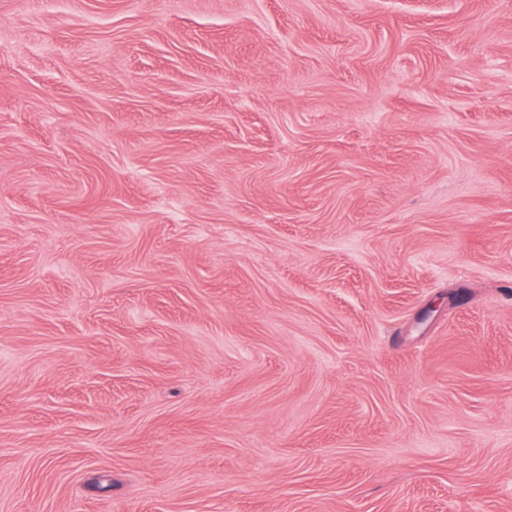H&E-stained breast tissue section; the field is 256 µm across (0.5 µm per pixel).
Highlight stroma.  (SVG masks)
Returning a JSON list of instances; mask_svg holds the SVG:
<instances>
[{"label":"stroma","mask_w":512,"mask_h":512,"mask_svg":"<svg viewBox=\"0 0 512 512\" xmlns=\"http://www.w3.org/2000/svg\"><path fill=\"white\" fill-rule=\"evenodd\" d=\"M0 512H512V0H0Z\"/></svg>","instance_id":"1"}]
</instances>
